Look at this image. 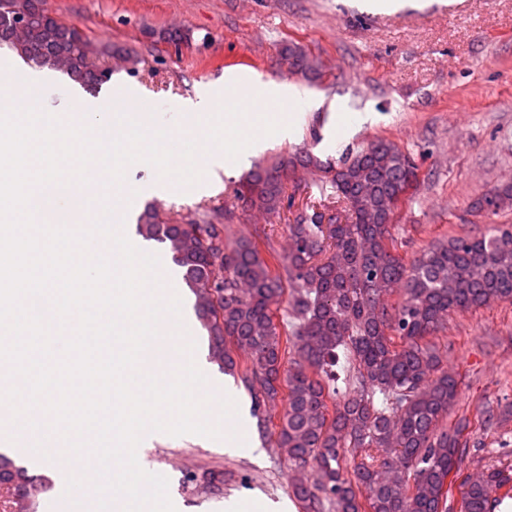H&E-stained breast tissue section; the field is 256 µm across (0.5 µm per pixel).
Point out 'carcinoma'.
<instances>
[{"instance_id": "cac0c4a2", "label": "carcinoma", "mask_w": 512, "mask_h": 512, "mask_svg": "<svg viewBox=\"0 0 512 512\" xmlns=\"http://www.w3.org/2000/svg\"><path fill=\"white\" fill-rule=\"evenodd\" d=\"M1 48L89 91L112 79L111 68H97L82 30L61 21L48 0H0ZM283 55L289 73L312 70L299 46ZM298 164L320 167L332 194L296 203L286 188ZM419 184L414 160L385 138L336 166L308 153L283 155L253 170L240 191L253 209L295 210L288 250L269 245L266 257L259 234L232 240L225 224H170L149 208L138 218V232L169 245L183 270L209 360L234 375L232 350L246 357L241 381L261 421L284 402L274 434L304 512H452L456 490L460 512H494L496 492L512 486V467L461 475L476 429L467 418L442 427L459 380L424 342L453 312L512 302V224L451 237L407 264L392 252L394 216ZM398 287L401 302L390 308ZM1 482L0 512H39L51 489L0 454ZM223 486L212 474L182 481L190 493Z\"/></svg>"}]
</instances>
